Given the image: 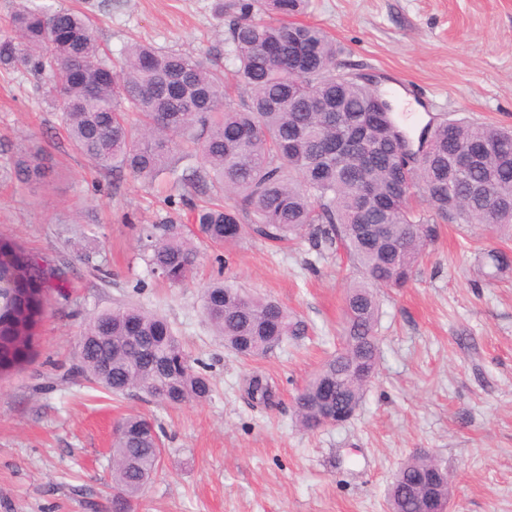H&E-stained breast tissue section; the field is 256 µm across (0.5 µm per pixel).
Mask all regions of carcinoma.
<instances>
[{
  "mask_svg": "<svg viewBox=\"0 0 512 512\" xmlns=\"http://www.w3.org/2000/svg\"><path fill=\"white\" fill-rule=\"evenodd\" d=\"M307 0H234L224 31V64L132 44L118 62L104 54L89 15L26 0L0 37V69L29 67L48 77L71 146L96 166L150 181L175 174V155L201 166L174 178L182 188L169 207L185 206L202 238L230 245L251 234L273 243L308 238L319 251L343 252L359 270L343 303L342 346L294 398L299 426L320 428L325 413L349 420L368 380L354 376L380 360V288L413 278L440 223H479L512 238V128L490 123L428 122L419 141L429 149L406 168L394 139L393 112H379L380 91L336 71L340 49L323 27L304 23ZM307 68L309 78L298 79ZM350 138L371 152L356 168L337 142ZM19 179L48 182L40 152L18 157ZM499 201L484 207L483 190ZM151 271L171 284L185 280L199 251L173 219L143 229ZM495 273L512 267L502 250L488 251ZM52 269L16 242H0V374L30 356L42 320ZM203 313L224 346L245 359L261 357L299 324L280 303L226 280L203 290ZM80 374L119 396L159 397L168 406L211 395L168 322L137 307L95 316L78 341ZM251 405L273 409L278 388L265 374L244 378ZM162 442L153 423L126 415L112 441V512L133 504L158 473ZM413 455L387 490L390 512H428L426 492L448 496V472Z\"/></svg>",
  "mask_w": 512,
  "mask_h": 512,
  "instance_id": "cac0c4a2",
  "label": "carcinoma"
}]
</instances>
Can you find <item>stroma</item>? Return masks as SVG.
Masks as SVG:
<instances>
[{"mask_svg":"<svg viewBox=\"0 0 512 512\" xmlns=\"http://www.w3.org/2000/svg\"><path fill=\"white\" fill-rule=\"evenodd\" d=\"M93 14L101 47L134 42L215 56L224 46L216 0H45ZM303 22L332 34L341 58L396 96L406 129L428 119L512 125V0H309ZM37 147L48 186L12 178L15 156ZM172 179L137 183L72 149L48 80L0 70V240L18 241L58 270L29 363L0 380V512H112L113 427L151 418L163 442L159 472L134 512H388L386 491L408 457L427 453L452 477L450 512H512V269L487 274L485 250L512 240L481 225L443 224L406 287L382 289L380 363L356 415L306 432L293 398L341 344L355 272L308 240L274 245L250 235L201 247L181 284L153 275L143 227L168 214ZM226 276L274 298L300 323L265 356L245 361L202 312L201 288ZM163 316L208 376L209 399L168 407L115 397L73 370L87 321L122 304ZM259 370L281 404L264 411L240 383Z\"/></svg>","mask_w":512,"mask_h":512,"instance_id":"stroma-1","label":"stroma"}]
</instances>
